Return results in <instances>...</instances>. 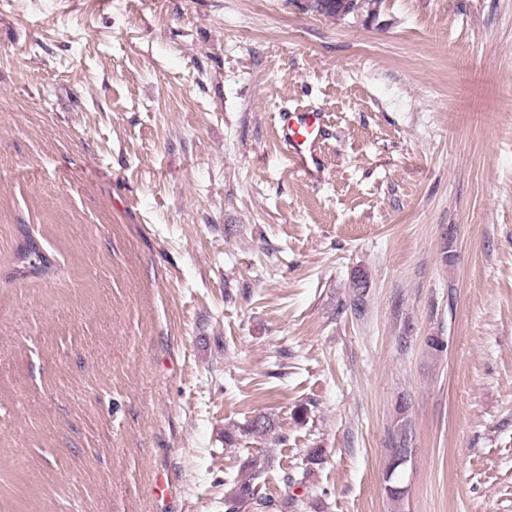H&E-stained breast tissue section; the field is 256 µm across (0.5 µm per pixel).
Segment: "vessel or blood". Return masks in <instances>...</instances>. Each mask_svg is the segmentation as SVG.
Instances as JSON below:
<instances>
[{
	"label": "vessel or blood",
	"instance_id": "b4317fda",
	"mask_svg": "<svg viewBox=\"0 0 512 512\" xmlns=\"http://www.w3.org/2000/svg\"><path fill=\"white\" fill-rule=\"evenodd\" d=\"M323 130L320 112L289 106L282 108L278 114V131L288 148L289 158L306 175H314L322 166L319 142Z\"/></svg>",
	"mask_w": 512,
	"mask_h": 512
}]
</instances>
